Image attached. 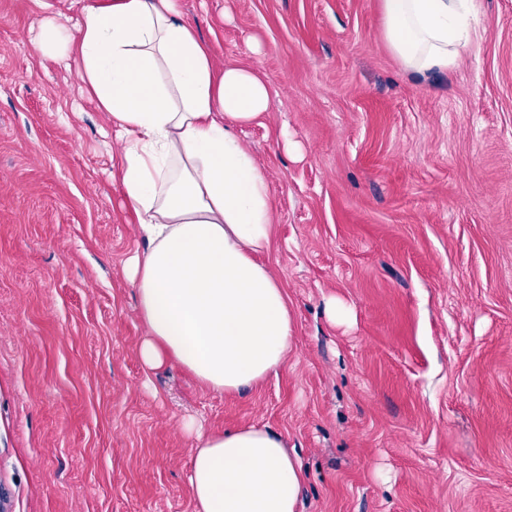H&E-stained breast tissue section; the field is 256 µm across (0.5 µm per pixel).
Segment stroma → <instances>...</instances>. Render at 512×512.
I'll list each match as a JSON object with an SVG mask.
<instances>
[{
    "instance_id": "1",
    "label": "stroma",
    "mask_w": 512,
    "mask_h": 512,
    "mask_svg": "<svg viewBox=\"0 0 512 512\" xmlns=\"http://www.w3.org/2000/svg\"><path fill=\"white\" fill-rule=\"evenodd\" d=\"M0 0V491L8 512H193L192 420L283 434L297 512H512V0H480L457 66L417 82L380 0H179L217 65L271 81L240 128L278 216V375L212 392L147 369L123 268L146 241L119 149L45 20ZM350 309L332 321V299Z\"/></svg>"
}]
</instances>
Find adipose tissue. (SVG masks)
I'll use <instances>...</instances> for the list:
<instances>
[{
	"label": "adipose tissue",
	"instance_id": "obj_1",
	"mask_svg": "<svg viewBox=\"0 0 512 512\" xmlns=\"http://www.w3.org/2000/svg\"><path fill=\"white\" fill-rule=\"evenodd\" d=\"M383 38L416 79L455 67L474 42L477 0H381ZM44 56L81 63L121 143L117 176L148 241L124 272L149 333L143 363L189 371L216 393L278 373L293 318L261 262L276 214L255 155L232 132L270 109L266 75L217 65L178 0H94L71 26L43 25ZM304 472L265 427L197 431L194 512H297Z\"/></svg>",
	"mask_w": 512,
	"mask_h": 512
}]
</instances>
